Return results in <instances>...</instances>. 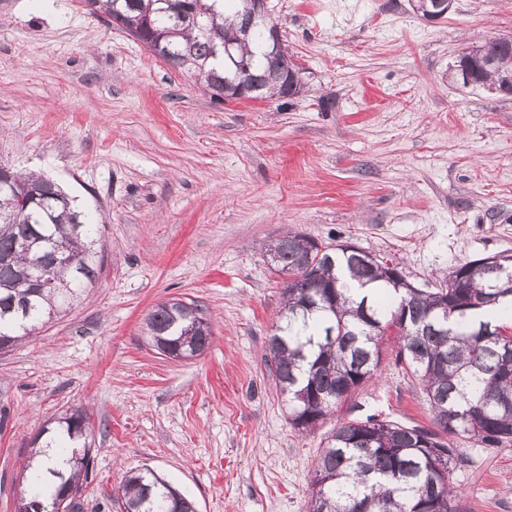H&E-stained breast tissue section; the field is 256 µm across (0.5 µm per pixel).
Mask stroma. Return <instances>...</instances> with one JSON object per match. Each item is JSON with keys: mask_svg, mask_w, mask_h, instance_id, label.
I'll list each match as a JSON object with an SVG mask.
<instances>
[{"mask_svg": "<svg viewBox=\"0 0 512 512\" xmlns=\"http://www.w3.org/2000/svg\"><path fill=\"white\" fill-rule=\"evenodd\" d=\"M268 0L305 88L218 103L84 0H0V164L57 182L96 215L102 271L70 309L0 351V512H15L42 426L88 416L80 512H119L149 468L197 512H307L337 425L431 427L421 386L380 345L371 380L311 432L264 361L283 276L262 247L287 231L351 243L417 287L512 255V96L449 78L459 49L512 35V0ZM202 306L212 338L184 362L147 341L159 303ZM464 512H512V442L455 439Z\"/></svg>", "mask_w": 512, "mask_h": 512, "instance_id": "stroma-1", "label": "stroma"}]
</instances>
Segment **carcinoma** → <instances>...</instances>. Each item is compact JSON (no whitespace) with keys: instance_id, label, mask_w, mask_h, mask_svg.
Instances as JSON below:
<instances>
[{"instance_id":"cac0c4a2","label":"carcinoma","mask_w":512,"mask_h":512,"mask_svg":"<svg viewBox=\"0 0 512 512\" xmlns=\"http://www.w3.org/2000/svg\"><path fill=\"white\" fill-rule=\"evenodd\" d=\"M93 13L140 31L161 45L162 60L195 78L210 97L221 100L224 79L238 65L249 71L260 100L290 99L301 85L302 68L278 54L276 68L292 76L284 84L271 71L262 49L264 33L244 34L248 20L241 0H86ZM151 25L142 27L145 17ZM232 48L225 58L224 45ZM452 77L465 88H512V42L490 36L461 49ZM0 336L17 342L64 312L95 283L98 265L95 224L53 181L40 174L0 170ZM314 239L287 233L268 245L273 269L290 274L265 361L281 394L288 396V422L313 430L350 392L369 381L379 361L377 324L403 314L412 322H436L434 331L409 329L398 337L399 361L419 381L435 429L367 417L340 424L325 441L314 467L308 512H462L451 482L465 436L485 448L512 441V335L479 318L492 306L512 305V263L476 270L464 262L449 270L446 287L412 292L371 264L370 254L341 248L310 253ZM49 267L44 286L36 265ZM373 284L379 297L357 300L355 287ZM448 296V318L437 306ZM184 301L159 303L146 320L149 340L204 353L211 338L205 325L184 335ZM86 414L59 419L46 435V448H77L86 439ZM89 464L67 459L64 471L34 469L23 497L53 501L78 494ZM121 512H195L186 496H169V484L145 468L127 475L115 496Z\"/></svg>"}]
</instances>
